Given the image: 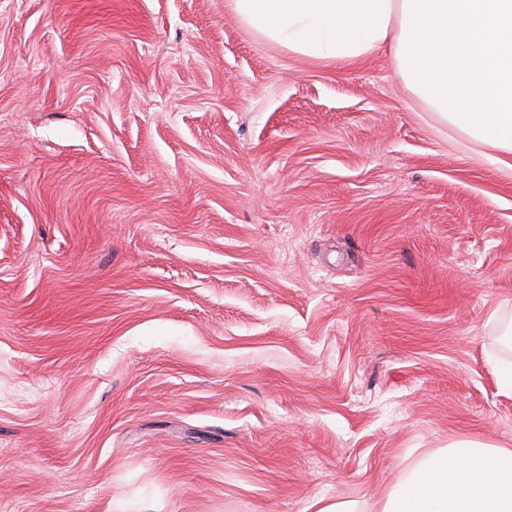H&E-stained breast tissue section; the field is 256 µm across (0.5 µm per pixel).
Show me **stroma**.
<instances>
[{
	"label": "stroma",
	"instance_id": "1",
	"mask_svg": "<svg viewBox=\"0 0 512 512\" xmlns=\"http://www.w3.org/2000/svg\"><path fill=\"white\" fill-rule=\"evenodd\" d=\"M490 153L227 0H0V512H372L512 448Z\"/></svg>",
	"mask_w": 512,
	"mask_h": 512
}]
</instances>
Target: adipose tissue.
<instances>
[{
	"label": "adipose tissue",
	"mask_w": 512,
	"mask_h": 512,
	"mask_svg": "<svg viewBox=\"0 0 512 512\" xmlns=\"http://www.w3.org/2000/svg\"><path fill=\"white\" fill-rule=\"evenodd\" d=\"M249 29L318 60L387 49L408 88L512 157V0H230ZM376 512H512V448L473 439L423 453Z\"/></svg>",
	"instance_id": "adipose-tissue-1"
}]
</instances>
